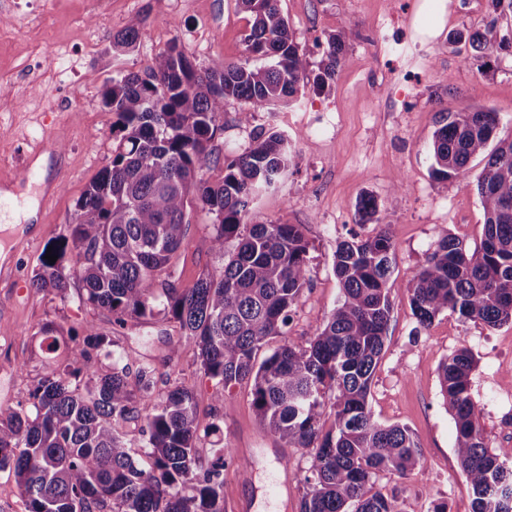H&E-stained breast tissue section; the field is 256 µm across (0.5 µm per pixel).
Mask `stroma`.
Returning a JSON list of instances; mask_svg holds the SVG:
<instances>
[{
    "label": "stroma",
    "instance_id": "1",
    "mask_svg": "<svg viewBox=\"0 0 512 512\" xmlns=\"http://www.w3.org/2000/svg\"><path fill=\"white\" fill-rule=\"evenodd\" d=\"M296 42L311 70L323 59L320 42L353 28L329 91L305 86L296 102L237 121L239 102L224 106L223 128L211 143L206 178L222 181L224 164L248 149L259 132L278 131L289 143L285 182L260 193L251 223L301 225L309 243V283L291 308L286 338L308 345L333 312L340 288L333 272L338 242L375 236L393 227L395 252L389 292L387 340L369 395L383 424L408 426L422 460L407 475L381 472L374 488L396 499L400 512H472V490L455 452V425L440 393L438 367L460 347L471 349V397L489 447L512 442V410L492 399L512 394V324L495 328L444 312L418 329L406 286L442 238L468 248L484 238V211L475 186L438 182L430 175L431 138L439 113L476 104L495 109V139L512 138V49L491 57L462 54L455 36L479 34L496 42L512 32V15L492 20L489 0H281ZM139 25L136 48L112 52V36ZM248 17L236 0H0V181L6 209L32 204L22 226L0 230V255L15 266L0 281V407L25 401L46 371L41 329L83 334L87 325L111 332L114 351L155 361L158 390L183 384L198 402L197 446L210 460L216 441L253 449L248 467L224 469V512H299V481L311 451L275 441L253 406L252 385L220 387L205 377L177 323L160 316L111 326L112 315L88 305L78 282L66 295L32 287L46 245L65 234L77 201L112 160L117 122L101 101L113 76L144 73L169 44L197 65L247 56ZM32 164L36 181L15 182ZM404 181L396 190V181ZM51 200H44L45 189ZM374 197L378 213L362 222L361 197ZM191 225L175 262L176 285L189 288L223 261L201 249L212 218L192 210Z\"/></svg>",
    "mask_w": 512,
    "mask_h": 512
}]
</instances>
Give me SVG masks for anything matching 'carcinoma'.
<instances>
[{
    "label": "carcinoma",
    "instance_id": "carcinoma-1",
    "mask_svg": "<svg viewBox=\"0 0 512 512\" xmlns=\"http://www.w3.org/2000/svg\"><path fill=\"white\" fill-rule=\"evenodd\" d=\"M250 17L249 57L199 67L170 44L144 74L129 73L102 89L118 117L112 161L77 203L67 233L51 242L55 263L41 259L33 285L65 296L75 278L85 301L128 318L162 315L179 323L203 374L224 388L250 381L267 431L290 447L312 448L302 482L300 512H399L396 500L373 491L381 471L399 474L421 461L415 435L404 425L374 419L368 402L385 348L394 255L392 225L372 238L336 246L333 270L341 298L306 347L283 341L261 363L256 352L285 335L288 312L308 283L309 243L299 224H251L249 204L288 177V140L259 133L224 164L212 184L204 167L224 103L239 101L241 124L252 113L296 100L300 87L331 85L340 55L353 36L343 28L327 38L318 73L290 32L281 0H237ZM139 27L112 38V52L135 49ZM481 55L512 48L468 36ZM497 112L472 106L440 113L431 139L430 174L438 182L469 184L472 158L487 154L477 180L484 239L468 249L448 235L408 283L418 324L429 327L450 310L489 327L512 323V140L486 152ZM214 218L201 247L224 259L178 288L174 258L190 226L187 208ZM69 273H63L68 255ZM68 362L50 366L29 390L27 406L0 407V471L9 470L26 512H224L223 469L245 460L233 449H213L206 465L197 450V402L174 386L156 396L150 360L114 355L112 340L88 328L70 339ZM112 359L100 374L98 352ZM476 364L456 350L439 366L444 405L455 424V451L472 488L473 512H512V448L486 445L470 397ZM334 416L325 432V409ZM141 422L138 442L120 431ZM144 449L150 468L135 459Z\"/></svg>",
    "mask_w": 512,
    "mask_h": 512
}]
</instances>
